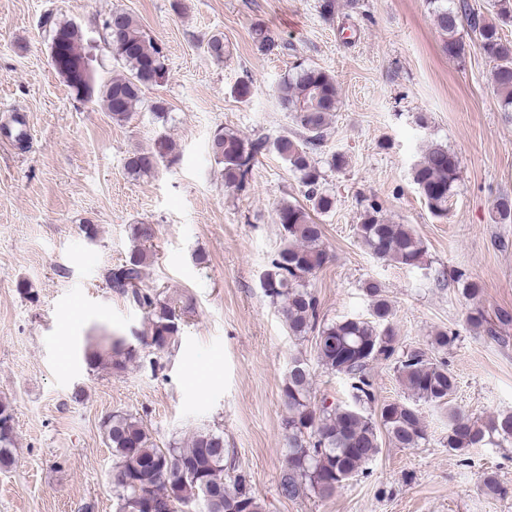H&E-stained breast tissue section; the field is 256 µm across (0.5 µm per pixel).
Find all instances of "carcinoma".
Segmentation results:
<instances>
[{
	"label": "carcinoma",
	"mask_w": 512,
	"mask_h": 512,
	"mask_svg": "<svg viewBox=\"0 0 512 512\" xmlns=\"http://www.w3.org/2000/svg\"><path fill=\"white\" fill-rule=\"evenodd\" d=\"M434 25L443 36V50L452 57L465 54L460 35L461 22H467L484 55L496 62L493 88L503 112H512V40L502 36V27L512 25V0H493V18L479 13H463L449 5V0H429ZM357 0H319V13L333 19L342 9L354 10ZM112 31L105 42L128 71L112 76L96 86L95 75L87 71L78 83L68 86L78 97L98 94L112 119L121 122L143 102V88L153 85L165 72L161 48L150 39L127 12L110 14ZM69 57L81 66L88 57L82 34L71 23L56 26ZM278 33L258 24L253 40L261 51L277 46ZM207 52L224 59L228 52L223 35L207 42ZM280 105L293 115L297 131L281 135L272 143L274 151L288 163L305 188L304 197L312 209L327 214L335 208V198L323 188L324 176L311 156L327 136L329 120L338 104L335 76L315 66H295L275 89ZM267 149V142L248 140L233 132L220 131L210 142L214 159L223 165L224 186L240 189L248 180L256 156ZM173 152L172 142L159 136L154 148L133 152L125 162L132 174L154 171ZM412 178L429 211L438 218L448 215V202L459 179L457 157L441 144L427 146L422 159L412 170ZM502 223L512 222V198L502 196L494 204ZM277 223L284 231L285 244L271 260L264 275L265 292L284 317L289 333L296 338L315 334L317 361L329 373L350 380L351 402L317 404L312 397V370L306 360L294 358L282 387L286 415L284 437L288 448L280 474L279 493L287 498L315 495L329 498L343 484L367 470L380 453L381 433L399 448H417L427 440V429L418 402L448 411L446 447L457 455L490 442L512 445V413L486 419L473 417L451 404L456 379L448 365L434 363L427 351H446L457 336L439 331L430 337L429 350L404 351L390 322L392 304L377 281L365 284L371 298L367 318L346 317L336 322H319L318 300L309 289V278L329 259L322 246V225L313 222L307 209L286 202L276 211ZM362 245L379 260L407 267L419 266L426 254L420 235L409 224H392L381 215L379 204L365 207L356 227ZM155 231L151 224L131 227L132 248L125 259L106 269L107 288L128 297L147 314V327L138 336L139 346L150 349L151 370L161 367L160 360L174 350L181 339L176 309L161 294L142 287L144 271L150 259ZM456 282L460 294L470 302L465 322L472 329L500 341L484 311L476 306L480 285L462 274ZM89 367L101 366L122 373L131 365L141 366L144 357L138 346L120 336H104L84 350ZM390 361L399 381L412 400L394 401L380 408L379 419L366 412L375 401L368 370L376 361ZM108 447L115 462L112 488L118 500V512H128L131 504L138 512H263L252 491L247 475L236 467L234 452L224 447V432L208 428L195 431L189 443L167 448L157 447L142 420L126 412H115L103 422ZM14 418L10 405L0 401V466L12 464Z\"/></svg>",
	"instance_id": "1"
}]
</instances>
